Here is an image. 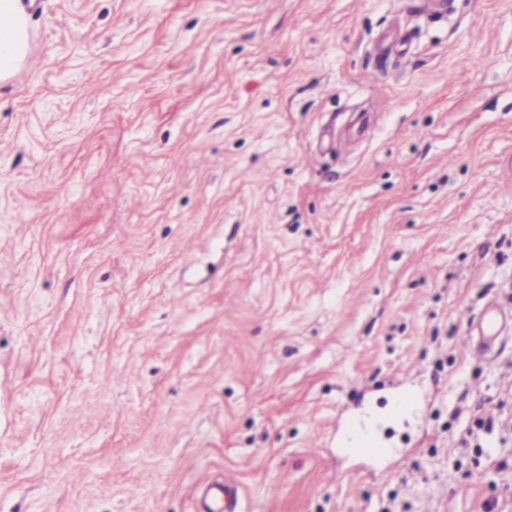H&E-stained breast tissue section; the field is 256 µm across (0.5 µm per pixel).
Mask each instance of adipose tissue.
<instances>
[{
    "instance_id": "obj_1",
    "label": "adipose tissue",
    "mask_w": 512,
    "mask_h": 512,
    "mask_svg": "<svg viewBox=\"0 0 512 512\" xmlns=\"http://www.w3.org/2000/svg\"><path fill=\"white\" fill-rule=\"evenodd\" d=\"M30 53L29 25L20 0H0V82L26 64Z\"/></svg>"
}]
</instances>
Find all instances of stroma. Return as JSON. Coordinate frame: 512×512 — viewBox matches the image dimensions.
Segmentation results:
<instances>
[{"instance_id": "35a3bbf8", "label": "stroma", "mask_w": 512, "mask_h": 512, "mask_svg": "<svg viewBox=\"0 0 512 512\" xmlns=\"http://www.w3.org/2000/svg\"><path fill=\"white\" fill-rule=\"evenodd\" d=\"M0 84V512H512V0H33ZM422 399L389 419L393 386ZM380 417L404 462L341 451ZM507 323V314L498 304H488L468 326V341L474 356L482 357L502 333ZM336 430L346 439L347 442L355 443L358 448H363L370 453H378L385 448H379L372 434V425L364 420H356L352 417H344L336 424ZM205 498L208 512H231L234 507L236 491L226 484L214 483L206 489Z\"/></svg>"}]
</instances>
